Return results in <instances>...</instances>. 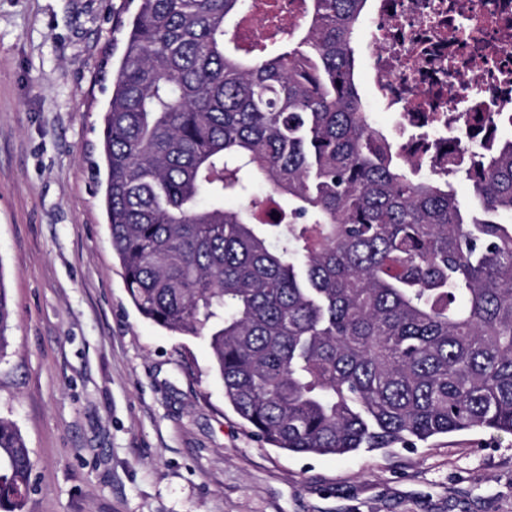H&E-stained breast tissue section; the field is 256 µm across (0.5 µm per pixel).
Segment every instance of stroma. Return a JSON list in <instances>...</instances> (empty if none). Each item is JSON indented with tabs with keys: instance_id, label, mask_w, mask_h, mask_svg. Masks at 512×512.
<instances>
[{
	"instance_id": "stroma-1",
	"label": "stroma",
	"mask_w": 512,
	"mask_h": 512,
	"mask_svg": "<svg viewBox=\"0 0 512 512\" xmlns=\"http://www.w3.org/2000/svg\"><path fill=\"white\" fill-rule=\"evenodd\" d=\"M137 4L0 0V416L35 463L25 512H512L511 434L280 450L225 402L205 337L132 304L95 165Z\"/></svg>"
}]
</instances>
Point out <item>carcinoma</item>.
Here are the masks:
<instances>
[{"label":"carcinoma","instance_id":"carcinoma-1","mask_svg":"<svg viewBox=\"0 0 512 512\" xmlns=\"http://www.w3.org/2000/svg\"><path fill=\"white\" fill-rule=\"evenodd\" d=\"M253 2L139 0L128 22L101 138L132 302L208 338L224 399L277 448L512 434V137L421 176L355 81L368 0H302L301 25L244 42ZM11 318L0 274V352ZM34 484L0 418V512Z\"/></svg>","mask_w":512,"mask_h":512}]
</instances>
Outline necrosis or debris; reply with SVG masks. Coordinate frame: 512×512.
Returning <instances> with one entry per match:
<instances>
[{"label":"necrosis or debris","instance_id":"necrosis-or-debris-1","mask_svg":"<svg viewBox=\"0 0 512 512\" xmlns=\"http://www.w3.org/2000/svg\"><path fill=\"white\" fill-rule=\"evenodd\" d=\"M368 64L395 113L392 133L419 166L470 167L477 148L512 133V0H373ZM300 0H257L247 41L294 27Z\"/></svg>","mask_w":512,"mask_h":512}]
</instances>
